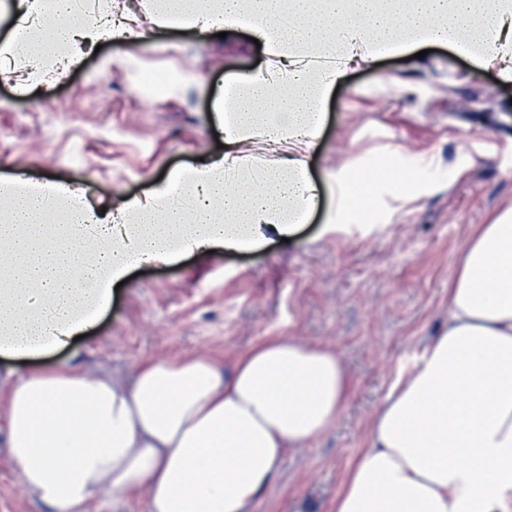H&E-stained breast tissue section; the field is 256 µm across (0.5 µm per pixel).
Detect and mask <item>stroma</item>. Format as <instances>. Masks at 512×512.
Here are the masks:
<instances>
[{"label":"stroma","mask_w":512,"mask_h":512,"mask_svg":"<svg viewBox=\"0 0 512 512\" xmlns=\"http://www.w3.org/2000/svg\"><path fill=\"white\" fill-rule=\"evenodd\" d=\"M249 32L202 37L159 28L103 43L67 76L17 93L0 76V179L17 168L67 183L93 209L142 195L178 168L218 155L213 88L263 66ZM180 72L140 106L145 70ZM311 177L322 189L293 241L190 252L146 264L87 337L49 362L128 380L143 359L210 354L232 361L267 336L336 352L350 397L323 436L289 451L251 512H330L373 417L448 318V280L480 225L512 205V84L443 47L346 74L330 91ZM398 151L414 200L396 209L391 176L374 180L361 218L337 219L329 173ZM0 512H50L0 452Z\"/></svg>","instance_id":"1"}]
</instances>
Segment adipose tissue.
Instances as JSON below:
<instances>
[{
  "label": "adipose tissue",
  "mask_w": 512,
  "mask_h": 512,
  "mask_svg": "<svg viewBox=\"0 0 512 512\" xmlns=\"http://www.w3.org/2000/svg\"><path fill=\"white\" fill-rule=\"evenodd\" d=\"M112 17L72 0H17L0 43L25 58L28 91L78 65L98 42L142 37L145 23L261 42L263 69L220 87L224 151L172 172L111 215L77 189L0 183V357L69 347L139 262L291 237L318 189L315 149L328 90L385 55L446 45L512 84V0H153ZM278 152L269 162L255 143ZM350 382L332 351L270 336L232 363L213 355L140 362L130 382L76 365L13 372L9 457L26 492L53 512H91L107 494L147 495L150 512H248L290 449L324 434ZM333 512H512V206L480 225L448 281V321L375 416Z\"/></svg>",
  "instance_id": "1"
}]
</instances>
